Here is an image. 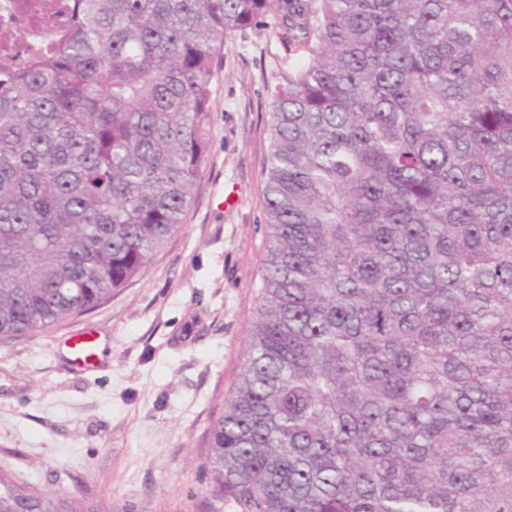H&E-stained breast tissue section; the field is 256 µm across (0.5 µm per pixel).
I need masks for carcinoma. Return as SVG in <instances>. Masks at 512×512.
<instances>
[{"label":"carcinoma","mask_w":512,"mask_h":512,"mask_svg":"<svg viewBox=\"0 0 512 512\" xmlns=\"http://www.w3.org/2000/svg\"><path fill=\"white\" fill-rule=\"evenodd\" d=\"M0 72V339L178 234L224 38L282 29L245 363L211 512H512V0H75ZM0 512H112L0 470Z\"/></svg>","instance_id":"obj_1"}]
</instances>
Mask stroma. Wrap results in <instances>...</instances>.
Segmentation results:
<instances>
[{
	"label": "stroma",
	"instance_id": "obj_1",
	"mask_svg": "<svg viewBox=\"0 0 512 512\" xmlns=\"http://www.w3.org/2000/svg\"><path fill=\"white\" fill-rule=\"evenodd\" d=\"M278 34L224 41L211 149L182 230L109 301L0 340V470L128 512H209L206 432L244 362L262 281ZM94 328L88 368L70 338Z\"/></svg>",
	"mask_w": 512,
	"mask_h": 512
}]
</instances>
